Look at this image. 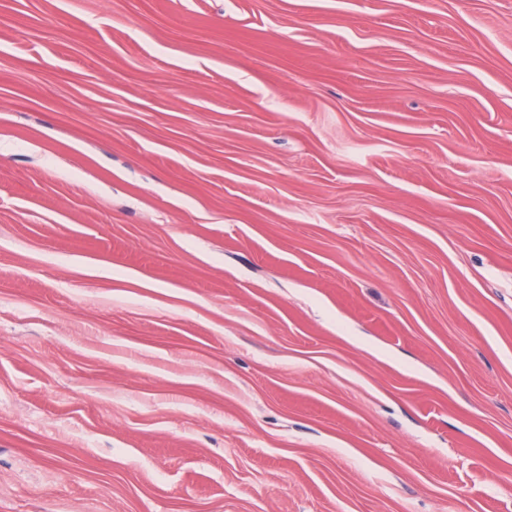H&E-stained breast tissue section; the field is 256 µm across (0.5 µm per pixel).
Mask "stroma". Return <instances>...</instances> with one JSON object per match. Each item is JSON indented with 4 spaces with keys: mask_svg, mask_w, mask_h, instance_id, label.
Listing matches in <instances>:
<instances>
[{
    "mask_svg": "<svg viewBox=\"0 0 512 512\" xmlns=\"http://www.w3.org/2000/svg\"><path fill=\"white\" fill-rule=\"evenodd\" d=\"M0 512H512V0H0Z\"/></svg>",
    "mask_w": 512,
    "mask_h": 512,
    "instance_id": "stroma-1",
    "label": "stroma"
}]
</instances>
